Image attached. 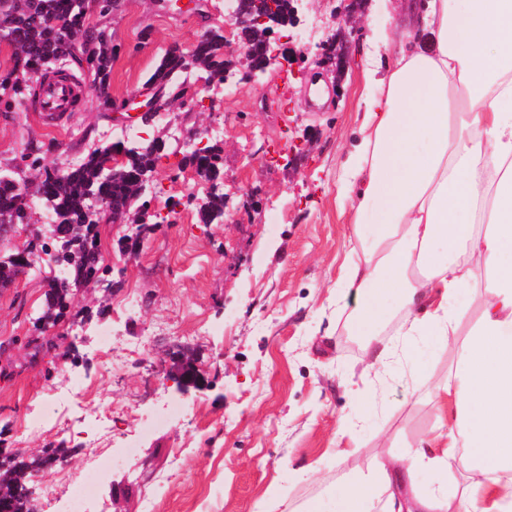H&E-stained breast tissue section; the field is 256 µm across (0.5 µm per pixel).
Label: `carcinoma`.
Wrapping results in <instances>:
<instances>
[{
    "label": "carcinoma",
    "mask_w": 512,
    "mask_h": 512,
    "mask_svg": "<svg viewBox=\"0 0 512 512\" xmlns=\"http://www.w3.org/2000/svg\"><path fill=\"white\" fill-rule=\"evenodd\" d=\"M84 0H0V40H8L12 48V67L0 73V109L9 112L21 109L35 96L40 69L72 61L87 63L98 97L106 104L112 102L111 74L116 46L112 34L102 27L98 36L88 44L85 60L73 55L72 43L63 40L57 32L58 22H64L74 35L83 33ZM230 60L224 57V30L215 27L190 56H166L145 80L161 92L168 104L185 96L188 80L199 75L211 84L222 83ZM158 137L117 140L103 143L90 151L79 163L65 168H49L43 164L42 146L29 143L26 152L15 166H0V226L27 224L29 213L23 194L29 193V184L17 186L12 168L24 167L35 172L34 193L41 203L51 236L60 242L54 256L60 274L48 283L45 309L36 323L46 326L64 317L71 290L89 282L106 284L112 266L105 263L99 248L97 224L92 214L95 204L105 199L120 212L128 213L131 201L144 194V178L151 176L154 165L162 154ZM125 157V164L109 165L113 155ZM188 165L205 167L206 179L212 182L208 195L197 205L200 224L224 222V193L218 189L222 156L211 146L207 155L189 158ZM20 254L0 260V282H11L16 274ZM27 465L0 462V512H33L26 481Z\"/></svg>",
    "instance_id": "cac0c4a2"
}]
</instances>
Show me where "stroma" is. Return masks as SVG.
<instances>
[{
  "label": "stroma",
  "instance_id": "1",
  "mask_svg": "<svg viewBox=\"0 0 512 512\" xmlns=\"http://www.w3.org/2000/svg\"><path fill=\"white\" fill-rule=\"evenodd\" d=\"M335 7L308 0L292 30L307 54L295 72L275 65L252 80L238 64L212 98L167 106L154 129L167 155L149 199L155 209L182 200L181 211L174 223L145 225L136 246L122 241L132 225L101 228L116 286L72 290L67 315L51 329L54 349L35 343L42 276L0 288V461L27 464L36 512L50 490L65 503L88 458L69 435L28 429L31 412L54 396L89 419L112 407V471L95 492L107 512H291L374 458L419 447L434 427L432 382L453 367L451 350L425 344L417 374L396 367L366 422L350 399L373 384L363 340L349 326L359 297L334 288L354 236L337 183L362 122L360 99L374 91L364 53L373 27L387 20L359 8L352 61L338 76L314 61L336 27ZM223 22L224 0H208L201 15L124 0L109 22L120 47L113 97L141 89L169 44H190ZM78 76L80 109L61 127L30 112H0V165L18 163L34 141L45 165L63 168L115 139L112 111L89 74ZM184 126L211 130L209 142L221 150L224 223L196 221L208 184L177 148ZM29 205L28 224L0 231V256L36 237L46 246L35 256L42 267L55 243L37 199ZM106 326L108 354L98 345ZM187 364L197 379L178 384ZM340 444L348 456H337ZM48 450L66 468L39 467Z\"/></svg>",
  "mask_w": 512,
  "mask_h": 512
}]
</instances>
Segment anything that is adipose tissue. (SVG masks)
<instances>
[{
  "mask_svg": "<svg viewBox=\"0 0 512 512\" xmlns=\"http://www.w3.org/2000/svg\"><path fill=\"white\" fill-rule=\"evenodd\" d=\"M412 9L407 40L382 28L370 41L366 74L380 92L362 101L339 187L356 244L336 287L360 297L350 327L375 384L351 398L367 413L389 368L415 364L423 341L453 344L455 366L434 384L440 416L423 447L342 478L299 512H512V0ZM474 292L482 307L462 336L461 298ZM400 312L395 339L381 340Z\"/></svg>",
  "mask_w": 512,
  "mask_h": 512,
  "instance_id": "obj_1",
  "label": "adipose tissue"
}]
</instances>
